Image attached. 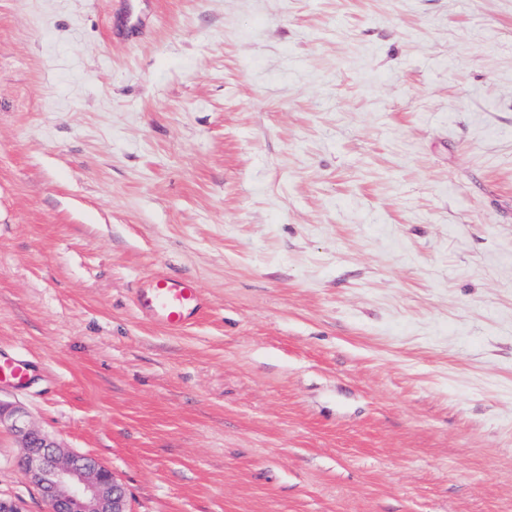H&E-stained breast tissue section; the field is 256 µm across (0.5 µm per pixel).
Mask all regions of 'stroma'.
Here are the masks:
<instances>
[{
  "label": "stroma",
  "mask_w": 512,
  "mask_h": 512,
  "mask_svg": "<svg viewBox=\"0 0 512 512\" xmlns=\"http://www.w3.org/2000/svg\"><path fill=\"white\" fill-rule=\"evenodd\" d=\"M117 2L0 0V402L131 512H512V0ZM137 304L151 322L174 331L193 324L205 307L195 279H173L160 274L155 275L146 288H140ZM28 380V365L20 360H1L0 382L7 381L15 386H23Z\"/></svg>",
  "instance_id": "stroma-1"
}]
</instances>
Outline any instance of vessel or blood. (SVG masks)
Wrapping results in <instances>:
<instances>
[{"label": "vessel or blood", "instance_id": "obj_1", "mask_svg": "<svg viewBox=\"0 0 512 512\" xmlns=\"http://www.w3.org/2000/svg\"><path fill=\"white\" fill-rule=\"evenodd\" d=\"M137 304L151 322L174 331L193 324L205 307L201 288L195 279H173L160 274L155 275L146 288L139 290ZM27 380L28 366L25 362L0 359V382L21 386Z\"/></svg>", "mask_w": 512, "mask_h": 512}]
</instances>
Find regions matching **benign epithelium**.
Instances as JSON below:
<instances>
[{
	"mask_svg": "<svg viewBox=\"0 0 512 512\" xmlns=\"http://www.w3.org/2000/svg\"><path fill=\"white\" fill-rule=\"evenodd\" d=\"M0 426L22 439L26 475L50 512H131L112 470L84 454H61L48 434L32 426L23 407L0 403Z\"/></svg>",
	"mask_w": 512,
	"mask_h": 512,
	"instance_id": "obj_1",
	"label": "benign epithelium"
}]
</instances>
